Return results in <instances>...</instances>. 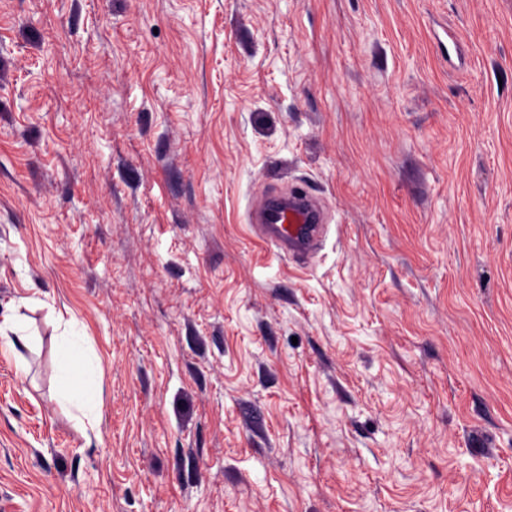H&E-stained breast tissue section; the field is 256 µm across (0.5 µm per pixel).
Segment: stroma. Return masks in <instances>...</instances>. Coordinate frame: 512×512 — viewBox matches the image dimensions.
Listing matches in <instances>:
<instances>
[{
  "mask_svg": "<svg viewBox=\"0 0 512 512\" xmlns=\"http://www.w3.org/2000/svg\"><path fill=\"white\" fill-rule=\"evenodd\" d=\"M11 313L0 512H512V0H0ZM296 206L288 212L273 205L259 209L256 224L261 239L273 245L280 253L308 255L312 252L322 225L316 224L318 209L315 201L306 192L291 194ZM59 356L64 361L80 360L88 365L92 359L89 355L85 336L79 327L67 324L57 337ZM61 392L64 403L71 410L77 424L97 421L100 413V401L96 395L66 385Z\"/></svg>",
  "mask_w": 512,
  "mask_h": 512,
  "instance_id": "35a3bbf8",
  "label": "stroma"
}]
</instances>
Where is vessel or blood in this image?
Here are the masks:
<instances>
[{"mask_svg": "<svg viewBox=\"0 0 512 512\" xmlns=\"http://www.w3.org/2000/svg\"><path fill=\"white\" fill-rule=\"evenodd\" d=\"M294 208L282 211L266 205L258 212L257 228L261 239L283 254H310L318 240L321 227L318 209L307 193H294Z\"/></svg>", "mask_w": 512, "mask_h": 512, "instance_id": "b4317fda", "label": "vessel or blood"}]
</instances>
